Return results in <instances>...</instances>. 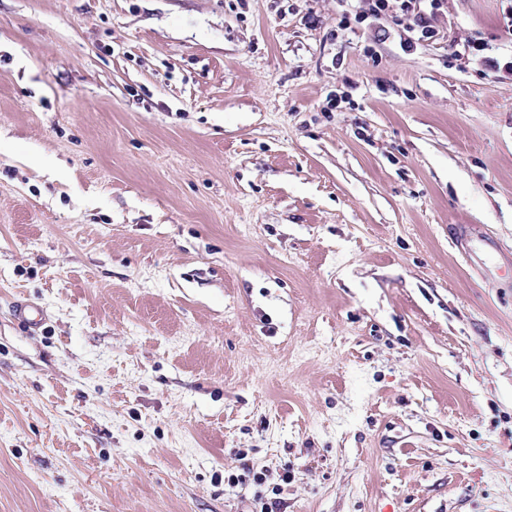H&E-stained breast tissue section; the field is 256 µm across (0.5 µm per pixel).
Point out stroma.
Masks as SVG:
<instances>
[{"mask_svg":"<svg viewBox=\"0 0 512 512\" xmlns=\"http://www.w3.org/2000/svg\"><path fill=\"white\" fill-rule=\"evenodd\" d=\"M511 7L0 0V512H512ZM446 0H341L351 8L345 9L340 20L343 29L351 28L352 21L362 24L369 19L380 20L390 16L397 26L409 33L403 46L409 51L425 42H433L438 35L437 22L444 14ZM348 2H357L348 4ZM394 2V3H392ZM487 50V44L477 38L467 41V44L464 45V53H467V58L478 62L488 73L506 72L511 74L512 49L510 53L502 52L497 56L487 55Z\"/></svg>","mask_w":512,"mask_h":512,"instance_id":"35a3bbf8","label":"stroma"}]
</instances>
